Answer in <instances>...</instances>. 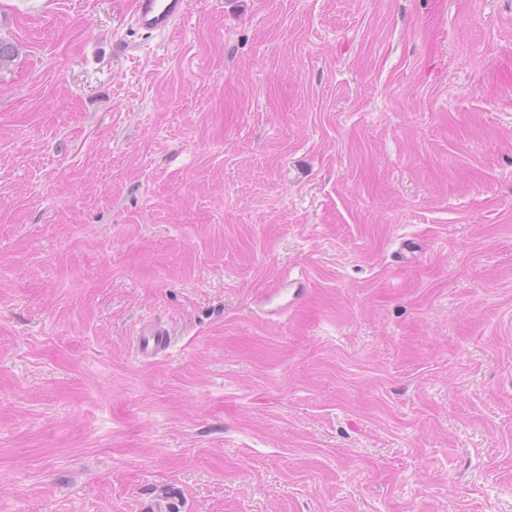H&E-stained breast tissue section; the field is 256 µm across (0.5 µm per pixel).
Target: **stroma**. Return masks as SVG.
<instances>
[{"label": "stroma", "instance_id": "1", "mask_svg": "<svg viewBox=\"0 0 512 512\" xmlns=\"http://www.w3.org/2000/svg\"><path fill=\"white\" fill-rule=\"evenodd\" d=\"M133 2L0 0V512H512V0ZM187 0H134L132 19L147 34L170 32L188 10ZM171 342V333L167 328L159 325L143 326L137 334L136 356L140 362L147 363L166 351Z\"/></svg>", "mask_w": 512, "mask_h": 512}]
</instances>
